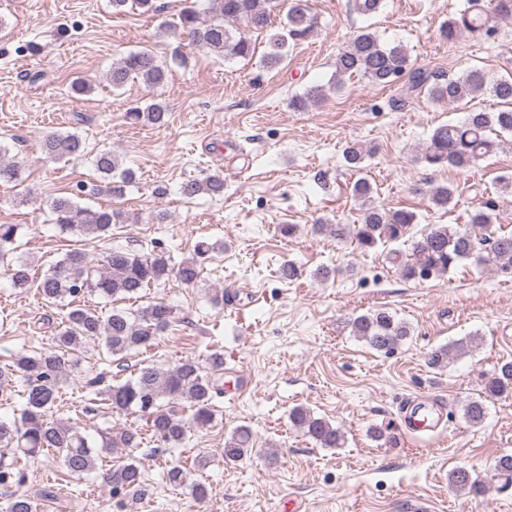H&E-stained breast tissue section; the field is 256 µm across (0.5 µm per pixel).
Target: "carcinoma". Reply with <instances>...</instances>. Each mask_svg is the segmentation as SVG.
Instances as JSON below:
<instances>
[{
    "label": "carcinoma",
    "instance_id": "1",
    "mask_svg": "<svg viewBox=\"0 0 512 512\" xmlns=\"http://www.w3.org/2000/svg\"><path fill=\"white\" fill-rule=\"evenodd\" d=\"M382 0H351L354 12L372 16L379 12ZM286 9L283 31L271 34L272 17L280 8ZM319 25L309 0H214L212 14L206 16L188 8L178 15V21L159 28L158 37H169L176 30L190 36L193 43L226 58H249L255 54L251 35L267 33L266 49L260 56L261 67L267 71L278 68L287 58L291 45L308 38ZM442 32L455 36L468 34L489 41L496 34L493 19L485 0H467V7L448 19ZM169 75L168 63L151 49L132 51L112 64L106 80L112 90L123 89L135 80L149 88L163 86ZM360 75L375 85L387 87L398 78L407 76L398 96L391 100L395 108L403 107L409 99L426 94L437 103L467 104L478 94L490 93L506 108L496 112L471 111L457 123L448 122L436 127L423 144L416 162L430 168L452 166L466 169L491 155L500 146L494 139L502 133L512 134V73L490 78L485 71L470 68L457 77H439L410 65L406 49L400 44L386 45L368 30L355 34L340 51L335 61V82L325 87L313 85L291 100L296 111L306 110L310 104L326 97V90H338L345 76ZM166 116L165 105L156 100L145 108L134 106L125 112L131 124H160ZM41 150L46 157L61 160L84 151L82 139L75 133L50 131L41 139ZM370 150L359 144L343 150L346 167L352 171L363 168ZM93 165L103 180L97 191L112 195L122 193L124 184L134 179L133 172L122 167L119 156L110 150L97 152ZM25 163L22 160L0 162V183L19 186L25 182ZM181 194L194 197L200 193L219 195L224 191V179L210 175L203 180L187 181L180 187ZM354 199L363 202L360 223L353 235L359 246L396 243L405 236L416 220L412 211L390 212L370 204L372 184L356 180L350 187ZM457 189L437 186L428 191L429 200L437 208H447L455 201ZM497 203L488 198L473 209L470 223L454 228L446 224L427 226L421 237L412 243V258L400 260V251L391 250L402 277L406 280H429L443 276L464 260L471 258L492 266L505 277L512 278V233L492 229L496 220ZM54 224L63 233L76 232L94 238L112 235V225L119 222L120 213L111 208L96 210L80 206L73 198L63 196L52 201ZM21 229L19 224H0V263L7 266L13 285L17 288H36L47 306L66 302L68 313L61 321L47 320L52 346L19 351L12 357V365L0 370V378L14 374L23 382L22 404L19 415L7 423L0 420V485L15 486L7 504L0 512H41L42 502L57 496L48 486L31 494L19 490L25 482L21 458H35L50 452L53 460L70 477L82 478L96 470L99 453L107 448L138 449L144 436L151 435L171 448L185 444L190 431L202 430L214 420L213 401L223 394L220 378L203 373L200 365L188 358L174 367L164 368L146 364L125 381L102 386L103 379L95 377L86 382L90 391L104 396L111 409L134 414L145 425L124 426L101 434V445H92L88 434L79 426L67 425L53 419L54 409L67 380L64 353L88 341H100L106 356H118L149 346L173 323L174 308L164 301H156L135 312L114 309L104 316L84 307L83 301L93 293L114 301L132 300L144 288L176 273L190 284L198 276L197 258L210 251V245L199 241L195 257L183 261L177 268L170 267L165 253L139 254L120 247L110 248L93 264L86 254L69 252L52 263L42 279L31 280L27 264L13 263L12 253ZM352 333L371 349L390 355L410 336L408 323L397 319L384 308L358 315L351 321ZM468 341L456 340L432 351L427 364L441 369L448 360L467 352ZM512 362L499 366L480 393L466 399L462 416L471 426L484 423L487 402L511 390ZM187 404L192 410L190 421L177 417L175 406ZM292 425L310 437L322 448H341L345 433L323 417H316L306 407L295 406L289 412ZM251 431L240 425L224 439V458L238 461L251 451ZM495 471L501 480V489L512 487V456L498 458ZM165 482L173 487L187 488L198 500L208 496L206 485L189 480V472L179 463L163 472ZM112 496L143 499L150 488L135 457L112 466L106 473ZM449 482L475 494L485 492V485L464 468L449 474Z\"/></svg>",
    "mask_w": 512,
    "mask_h": 512
}]
</instances>
